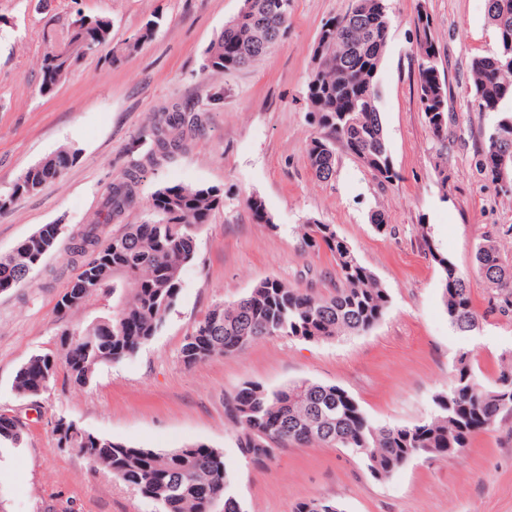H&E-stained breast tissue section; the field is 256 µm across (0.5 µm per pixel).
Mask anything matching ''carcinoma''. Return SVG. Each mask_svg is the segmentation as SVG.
I'll list each match as a JSON object with an SVG mask.
<instances>
[{"label":"carcinoma","instance_id":"1","mask_svg":"<svg viewBox=\"0 0 512 512\" xmlns=\"http://www.w3.org/2000/svg\"><path fill=\"white\" fill-rule=\"evenodd\" d=\"M274 0H244L248 9L224 25L223 34L204 51L202 71L219 74L256 63L291 28L292 0L285 8ZM488 17L497 30L493 51L471 59L473 105L496 112L499 119L481 144L479 166L492 180L495 158L512 161V112L502 109L512 100V0H488ZM162 17L148 20L138 32L112 49L113 57L128 58L151 40ZM386 0H355L350 12L331 17L319 37L331 48L318 54L305 83L316 135L308 143L315 176L334 174L336 154L360 159L382 183L398 179L378 111L376 74L391 28ZM413 54L417 91L432 135L445 139L448 118L447 83L441 78L439 54L426 13L417 17ZM111 44V21L85 18L71 23L63 49L49 47L40 61L39 92L48 94L89 53ZM204 131L203 113L190 114L180 105L167 109L163 120L145 127L138 140L150 144L144 158L127 168L112 184L96 219L68 246L70 257L82 259L79 272L56 304V350L32 355L17 370L14 390L37 397L62 375L75 387L88 385L97 368L133 356L164 325L177 304L182 273L196 257L197 233L223 203L213 187L171 185L155 189L146 206L152 218L128 224L125 231L101 239L102 227L122 218L139 202L142 182L162 162L173 160L186 146L185 131ZM78 157L65 148L23 172L9 192L0 194V212L14 200L41 190L58 178ZM245 204L258 224L272 223L257 195ZM483 233L475 252L476 271L493 291L494 308L512 313V268L503 263L498 236ZM308 249L324 248L336 265L338 285L327 294L290 288L275 278L256 284L230 304H216L185 338V366L214 358H230L254 341L288 336L318 342L342 335L366 333L382 319L389 293L364 266L330 224L308 219L301 235ZM58 243L55 225L46 224L14 252L0 257V291L20 288ZM424 250L443 272V295L452 328L463 335L479 329L481 316L473 309L466 280L456 267L423 239ZM473 351L461 350L453 360L448 388L433 396L434 411L409 425H381L371 420L358 401L338 385L308 380L269 388L256 381L243 383L224 399V417L235 429V446L255 466L274 462L289 448H340L362 461L376 479L420 457L452 460L475 436L489 432L512 416V351L502 356L496 378L485 381L475 368ZM328 420L321 425L315 411ZM24 423L0 413V455L23 442ZM57 447L76 452L136 490L156 506L155 512H244L224 465V452L205 444L154 450L90 433L63 416L54 424ZM294 512H343L334 499L314 497L297 503Z\"/></svg>","mask_w":512,"mask_h":512}]
</instances>
